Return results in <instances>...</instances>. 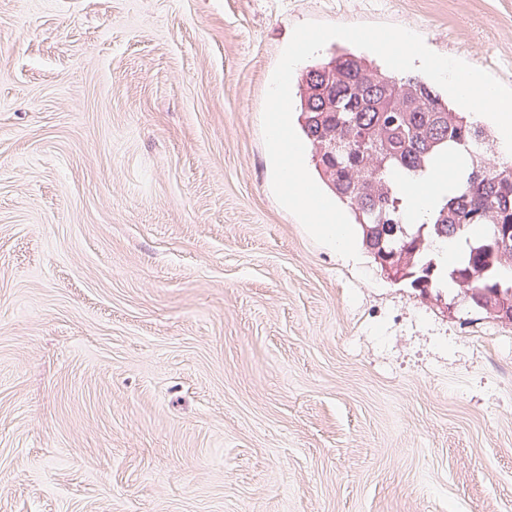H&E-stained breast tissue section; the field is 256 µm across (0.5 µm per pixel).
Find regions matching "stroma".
I'll list each match as a JSON object with an SVG mask.
<instances>
[{
	"instance_id": "1",
	"label": "stroma",
	"mask_w": 512,
	"mask_h": 512,
	"mask_svg": "<svg viewBox=\"0 0 512 512\" xmlns=\"http://www.w3.org/2000/svg\"><path fill=\"white\" fill-rule=\"evenodd\" d=\"M308 21L512 87V0H0V512H512V323L273 193Z\"/></svg>"
}]
</instances>
